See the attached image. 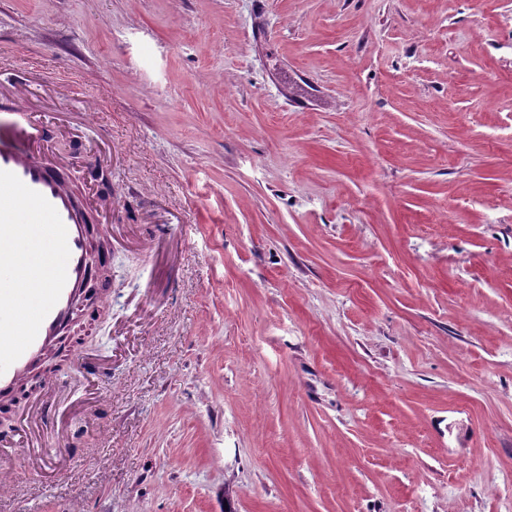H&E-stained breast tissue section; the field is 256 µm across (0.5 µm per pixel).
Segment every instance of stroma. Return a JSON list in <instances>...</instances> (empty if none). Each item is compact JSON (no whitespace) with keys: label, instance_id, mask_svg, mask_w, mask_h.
Instances as JSON below:
<instances>
[{"label":"stroma","instance_id":"stroma-1","mask_svg":"<svg viewBox=\"0 0 512 512\" xmlns=\"http://www.w3.org/2000/svg\"><path fill=\"white\" fill-rule=\"evenodd\" d=\"M96 212L0 512H512V0H0Z\"/></svg>","mask_w":512,"mask_h":512}]
</instances>
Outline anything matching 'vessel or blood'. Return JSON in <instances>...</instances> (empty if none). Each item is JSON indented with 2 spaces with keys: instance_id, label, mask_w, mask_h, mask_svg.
Returning <instances> with one entry per match:
<instances>
[{
  "instance_id": "1",
  "label": "vessel or blood",
  "mask_w": 512,
  "mask_h": 512,
  "mask_svg": "<svg viewBox=\"0 0 512 512\" xmlns=\"http://www.w3.org/2000/svg\"><path fill=\"white\" fill-rule=\"evenodd\" d=\"M0 132V396L68 329L92 276V216L40 154L48 134L24 96Z\"/></svg>"
}]
</instances>
